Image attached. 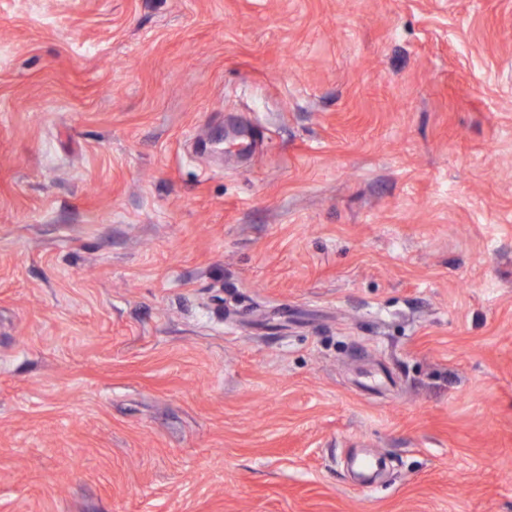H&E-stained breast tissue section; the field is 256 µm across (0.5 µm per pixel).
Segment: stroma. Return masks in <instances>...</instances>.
I'll use <instances>...</instances> for the list:
<instances>
[{"label": "stroma", "mask_w": 512, "mask_h": 512, "mask_svg": "<svg viewBox=\"0 0 512 512\" xmlns=\"http://www.w3.org/2000/svg\"><path fill=\"white\" fill-rule=\"evenodd\" d=\"M0 512H512V0H0Z\"/></svg>", "instance_id": "1"}]
</instances>
